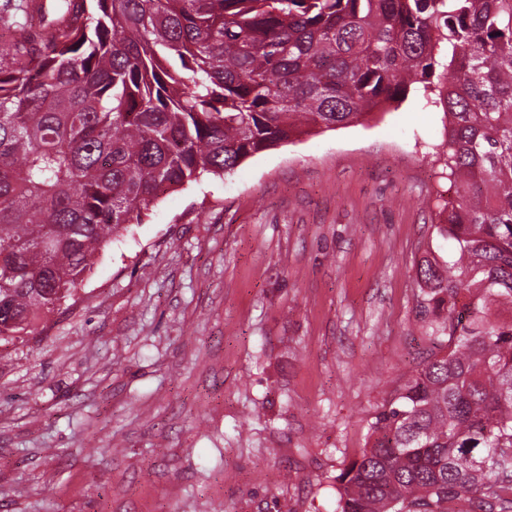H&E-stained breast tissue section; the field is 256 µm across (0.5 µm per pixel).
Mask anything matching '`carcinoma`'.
I'll return each mask as SVG.
<instances>
[{"label":"carcinoma","instance_id":"cac0c4a2","mask_svg":"<svg viewBox=\"0 0 512 512\" xmlns=\"http://www.w3.org/2000/svg\"><path fill=\"white\" fill-rule=\"evenodd\" d=\"M0 343L35 333L165 191L356 123L448 117L417 267L438 351L369 427L336 512L512 509V0H4Z\"/></svg>","mask_w":512,"mask_h":512}]
</instances>
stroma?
Returning a JSON list of instances; mask_svg holds the SVG:
<instances>
[{"mask_svg": "<svg viewBox=\"0 0 512 512\" xmlns=\"http://www.w3.org/2000/svg\"><path fill=\"white\" fill-rule=\"evenodd\" d=\"M416 93L246 158L115 234L0 346V512H336L433 350L416 269L448 194Z\"/></svg>", "mask_w": 512, "mask_h": 512, "instance_id": "35a3bbf8", "label": "stroma"}]
</instances>
